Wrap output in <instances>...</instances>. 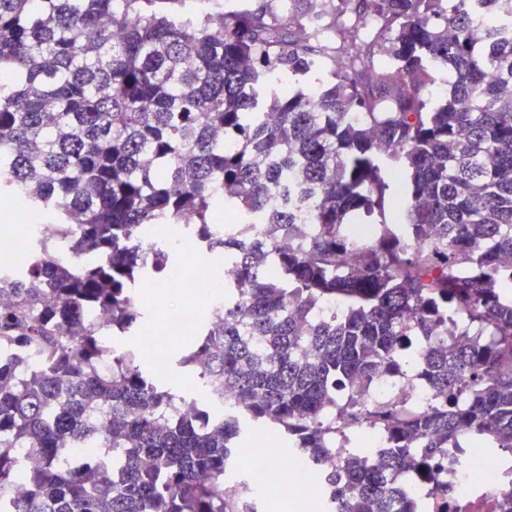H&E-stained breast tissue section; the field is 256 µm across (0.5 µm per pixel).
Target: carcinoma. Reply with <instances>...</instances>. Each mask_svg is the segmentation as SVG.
Returning <instances> with one entry per match:
<instances>
[{
    "label": "carcinoma",
    "instance_id": "cac0c4a2",
    "mask_svg": "<svg viewBox=\"0 0 512 512\" xmlns=\"http://www.w3.org/2000/svg\"><path fill=\"white\" fill-rule=\"evenodd\" d=\"M292 2L282 21L187 0H0V198L77 241L68 258L33 241L0 268V512H256L224 475L258 428L309 455L337 512H416L398 474L446 496L448 449L512 448V32L476 24L512 18V0H337L336 19L354 15L338 46L308 22L317 0ZM379 51L394 67L373 70ZM323 73L312 94L279 87ZM292 167L306 224L267 209ZM387 206L393 223L355 251L346 225ZM221 208L264 238L225 236ZM166 224L235 264L223 313L178 360L233 412L202 399L175 415L188 394L152 379L137 342L112 347V379L97 371L90 314L114 337L144 326L139 286L174 254L146 265L136 244ZM415 337L439 403L370 400ZM362 424L386 447L336 460V430ZM87 441L104 450L75 460Z\"/></svg>",
    "mask_w": 512,
    "mask_h": 512
}]
</instances>
